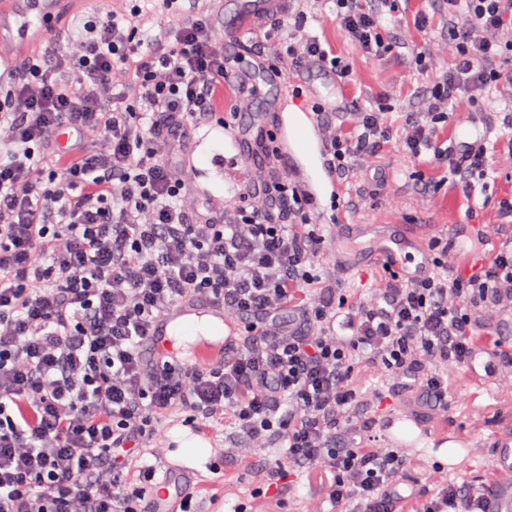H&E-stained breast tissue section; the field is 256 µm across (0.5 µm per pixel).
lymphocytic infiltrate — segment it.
<instances>
[{
  "mask_svg": "<svg viewBox=\"0 0 512 512\" xmlns=\"http://www.w3.org/2000/svg\"><path fill=\"white\" fill-rule=\"evenodd\" d=\"M455 68L421 91L423 113L394 126L358 108L352 133L327 112L333 165L398 142L427 157L465 198L494 171L487 147L456 158L437 137L461 97L503 79L512 63V0H448ZM396 0H333L331 14L366 52L391 51L383 15ZM308 16L270 24L287 45L281 68L349 65L305 33ZM208 0H148L129 13L102 0L0 81V512H151L145 461L154 422L171 410L204 425L227 420L240 437L277 440L259 496L317 474L328 512H489L491 489L438 480L395 496L412 457L374 448L359 419L385 392H362L364 366L427 410L447 406L448 374L466 368L490 327L484 308L512 310V247L467 273L435 265L422 281L352 303L316 272L326 236L311 204L260 145V179L244 204L188 207L181 160L191 130L223 119L230 83ZM73 129L68 150L55 147ZM444 180L418 176L422 192ZM43 262H33V253ZM185 303L236 315L221 361L170 359L156 331Z\"/></svg>",
  "mask_w": 512,
  "mask_h": 512,
  "instance_id": "1",
  "label": "lymphocytic infiltrate"
}]
</instances>
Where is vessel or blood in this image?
Listing matches in <instances>:
<instances>
[{
  "mask_svg": "<svg viewBox=\"0 0 512 512\" xmlns=\"http://www.w3.org/2000/svg\"><path fill=\"white\" fill-rule=\"evenodd\" d=\"M59 0H0V76L12 67V58L4 54V46L24 49L36 38L55 27V12ZM288 0H236L232 16L215 21L223 29L227 43L245 49L249 46L250 22L282 15ZM265 72L263 80L253 78L252 69ZM252 69H235L232 75L245 90L246 102L240 105L234 119L218 120L196 129L187 143L183 164L205 160V168L196 170L194 188L204 198H222L225 204L238 201L248 183V158L257 151L258 140L267 134L284 159L288 181L296 186L314 206L340 200V184L329 155L324 128L315 110L333 112L345 109L337 92L341 80L337 72L319 60L309 61L300 71V80L314 97L313 105L295 100L286 105H272L257 122H249L248 101L263 96L267 84L279 82L278 70L270 68L262 58H254ZM492 131L487 113L468 112L458 115L453 125L450 143L455 153L466 155L484 145ZM424 226L406 224H347L337 234L336 266L344 272L353 271L368 259L389 261L396 282L425 279L431 272L430 256L424 244ZM210 317L222 323L225 335H234L232 323L222 312L198 305L180 306L173 315L175 322H187ZM498 363L497 355L480 351L472 356L470 373L473 377L491 381ZM431 414L399 400L393 414L382 428L386 441L394 448L412 449L429 433ZM492 467L494 487L491 495L492 512H512V431L498 433L493 441ZM161 487L156 494L153 512H177L185 493L192 487L197 469L167 464L160 469Z\"/></svg>",
  "mask_w": 512,
  "mask_h": 512,
  "instance_id": "b4317fda",
  "label": "vessel or blood"
}]
</instances>
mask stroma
<instances>
[{"mask_svg": "<svg viewBox=\"0 0 512 512\" xmlns=\"http://www.w3.org/2000/svg\"><path fill=\"white\" fill-rule=\"evenodd\" d=\"M399 10L385 23L386 35L396 37L399 48L380 56L366 54L358 45L345 38L340 27L330 17L328 0H306L304 8L312 14L308 32L317 35L324 46L348 62L352 79L344 92L351 105L368 106L384 102L389 118L399 122L402 113L421 112L425 106L417 96L418 87L429 74L452 69L458 54L449 42L444 19H435L431 28L420 31L413 27L415 16L433 11L431 0H399ZM425 51L427 69L415 68L411 62L414 50ZM507 101L487 95L478 102L461 98L456 105L460 112H487L493 118L494 129L487 141L496 173L489 181L486 205L471 206L453 184H446L436 193L415 190L416 174L428 173L426 164L409 158L395 146L362 157L353 170L344 175V195L367 194V202L359 208L340 210V224H402L409 220L430 228L431 238H447L456 231L461 242L449 245L441 259L450 271L470 270L472 262L468 247H476L478 256H493L499 248L498 237L504 233L505 217L498 203L512 198V129L504 122ZM323 282H335L349 301L365 297L371 289L381 287L382 263L375 260L355 275L340 274L336 268L333 248H326L319 259ZM185 414L175 410L156 423L157 434L151 444L149 463H180L181 457L173 443L181 433ZM449 432L466 436L467 447L445 458L442 477L481 481L491 478L493 436L502 430H512V362L502 364L489 385H481L469 371H461L454 380L453 398L446 411ZM206 431L216 449V463L204 471L195 485V499L201 512H230L242 498L261 485L264 475L261 462L274 458V440H246L234 435L231 427L210 423ZM254 512H325L327 504L318 484L298 481L284 486L274 498L250 499Z\"/></svg>", "mask_w": 512, "mask_h": 512, "instance_id": "1", "label": "stroma"}]
</instances>
